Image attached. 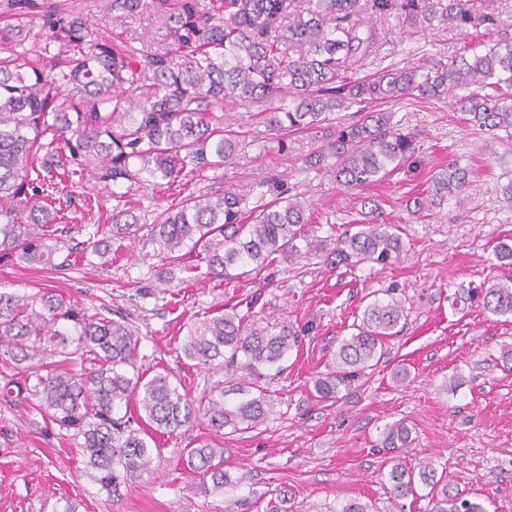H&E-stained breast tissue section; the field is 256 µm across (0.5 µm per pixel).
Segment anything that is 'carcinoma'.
I'll use <instances>...</instances> for the list:
<instances>
[{"label":"carcinoma","instance_id":"1","mask_svg":"<svg viewBox=\"0 0 512 512\" xmlns=\"http://www.w3.org/2000/svg\"><path fill=\"white\" fill-rule=\"evenodd\" d=\"M164 21L166 42L156 48L97 36L88 18L51 0H8L13 22L0 27V259L56 268L66 247L52 208L55 179L90 170L100 183L131 186L189 182L217 172L236 153L239 132L224 124V105L263 106L270 131L319 129L337 112L361 115L339 125L329 141L306 158L329 170L336 183L357 188L374 184L415 154L416 136L391 123L381 103L448 97L457 88L480 85L483 92L456 101L468 121L492 135L512 131V40L448 57L430 66L390 64L362 78L348 72L374 50L377 35L353 17L360 0H151ZM145 0H111L112 19L141 13ZM379 15L393 14L413 26L453 21L478 30L494 16L470 0H372ZM41 44L38 55L25 42ZM126 100L128 108L121 107ZM433 193L414 199L431 210L462 196L470 170L452 161L432 179ZM264 181L256 197L224 190L193 192L156 214L150 232L159 253L173 268L192 274L205 263L214 279L232 271H256L277 261L319 257L331 265L384 266L403 251L395 226L376 220L335 238L311 234L308 206L297 197L265 201ZM131 209L112 210V236L139 230ZM198 257L181 263L180 251ZM478 300L485 312L512 316V273L466 291L463 302ZM405 305L394 293L368 302L342 339L332 369L318 377L319 398L374 366L386 340L400 334ZM138 340L124 317L90 315L62 295L45 290L19 295L0 290V355L17 365L40 369L44 355L64 366L35 374L30 387L52 420L81 440L87 466L100 473L110 492L148 470L157 434H172L201 415L216 432L244 433L266 417L267 398L258 382L300 344L286 322L257 327L235 312L190 325L182 352L202 368L218 364L239 376L224 389L220 381L198 401L180 391L169 376L145 379L138 366ZM97 362L89 373L73 366ZM238 395L229 406L226 396ZM135 401L145 426L114 411ZM410 443L402 421L384 429L382 446L395 451ZM182 464L203 488L221 491L243 483L224 472V449L202 442L185 449ZM396 499L415 494L420 482L433 490L432 512H487L479 502L436 478L433 463L418 473L400 463L389 473Z\"/></svg>","mask_w":512,"mask_h":512}]
</instances>
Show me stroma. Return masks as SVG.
<instances>
[{"mask_svg":"<svg viewBox=\"0 0 512 512\" xmlns=\"http://www.w3.org/2000/svg\"><path fill=\"white\" fill-rule=\"evenodd\" d=\"M56 2L83 12L98 36L115 43L135 35L153 48L163 34L150 7L120 23L112 19L110 0ZM472 3L494 13L496 25L476 31L452 24L414 27L362 6L357 22L375 26L380 42L358 76L391 63L443 61L465 45L512 40V0ZM380 109L400 128L418 132L420 148L375 185L346 189L307 168L305 158L320 137L303 132L277 140L261 124L259 105L237 102L226 107L224 120L244 142L221 177L196 188L245 192L273 180L302 197L319 237L354 230L365 201H375L404 244L383 267L332 268L303 258L228 281L202 275L166 283L148 223L177 197V188L105 186L85 171L59 184L74 254L57 269L0 262V289L32 295L52 288L88 314L121 313L139 340L144 369L169 374L195 398L226 374L185 358L181 345L190 323L228 306L251 324L288 322L302 329V342L282 360V373L264 380L270 408L260 425L245 433L217 432L197 418L161 436L149 470L112 493L101 488L70 431L52 422L24 389L25 366L0 358V512H64L70 504L76 512H224L240 498L253 501L252 512H265L280 493L287 494L291 512H340L351 500L378 512H431L422 485L400 505L390 499L393 462L414 469L425 460L487 512H512V372L500 359L503 345L512 344V317L451 306L461 289L505 273L493 249L512 240V202L503 195L512 181V138L482 133L446 99L391 101ZM452 160L472 171L465 203L451 200L416 212L415 197ZM124 205L144 214L147 224L135 237L115 240L112 210ZM97 240L109 242L106 256L94 254ZM388 288L396 289L408 314L402 335L389 339L378 364L341 387L336 398L319 399L317 375L351 335L369 293ZM402 366L409 377L400 383L393 374ZM396 421L406 422L412 435L392 456L379 443L384 426ZM201 441L223 449L224 469L237 485L207 492L184 470V449Z\"/></svg>","mask_w":512,"mask_h":512,"instance_id":"35a3bbf8","label":"stroma"}]
</instances>
